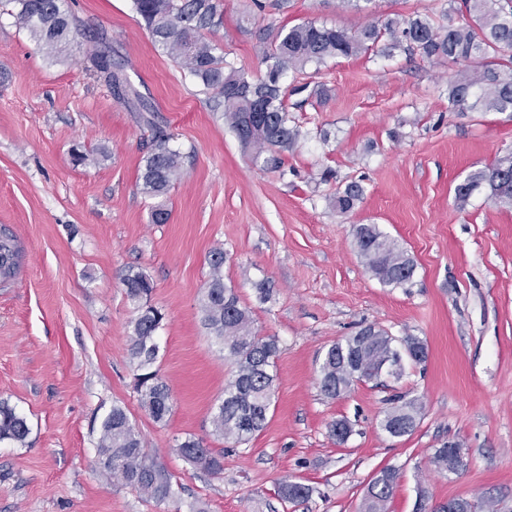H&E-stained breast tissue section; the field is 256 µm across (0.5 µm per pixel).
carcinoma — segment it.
<instances>
[{
  "mask_svg": "<svg viewBox=\"0 0 512 512\" xmlns=\"http://www.w3.org/2000/svg\"><path fill=\"white\" fill-rule=\"evenodd\" d=\"M136 13L155 44L174 62L186 69L203 90L220 99L224 121L235 132L254 160L278 168L282 155L295 149L302 131L290 117V109H300L323 88L311 78L331 59L351 56L391 57L396 52L417 53L438 63L448 61L463 66L448 88V110L472 112H512V0H448V8L435 18L387 17L354 31L320 25L314 21L280 26L260 34L259 47L266 64L265 77L253 79L234 68L218 54V46L205 39L202 31L223 24L222 0H133ZM15 25L26 31L36 46L50 58L60 59L82 39L87 61L100 78L118 95L125 106L146 112L141 95L129 80L123 60L112 57L107 37L87 33L74 24L66 0H13ZM453 12L466 15L461 25L443 24ZM295 83L291 92L304 95L288 103L287 77ZM154 148L144 159L140 176L142 191L151 198L167 194L181 177L180 153L168 147V135L154 129ZM485 188L495 205L512 208V155L467 175L455 187V199L467 204L476 191ZM363 186L354 181L336 193L335 207L341 214L352 212L362 200ZM355 247L367 269L382 284L402 286L413 277V260L376 224H359L354 232ZM17 237L9 232L0 236V267L4 280L21 261ZM208 286L201 300V312L209 333L224 346L234 360L233 379L224 386V398L212 415L214 432L235 446L248 443L266 423L275 393L274 372L280 352L273 337H260L251 328L250 314L239 303L234 290L224 283V251L215 250L209 259ZM127 298L136 304L128 354L135 371V389L141 407L157 423L167 420L172 410L170 388L160 374L157 359V331L163 314L144 304L151 297L153 282L140 271L123 279ZM385 330L374 325L331 345L320 366V390L335 399L356 382H367L382 375L381 363L390 357L397 365L407 358L421 363L427 347L414 336L399 340L401 347ZM423 413L417 398L401 396L384 411L382 429L391 437L411 435ZM30 428L26 417L0 399V443H24ZM176 451L188 463L218 475L224 455L188 435L177 441ZM99 462L123 483L157 503L178 499L168 471L144 451L141 434L126 410L114 405L101 421L97 442ZM398 472L386 468L370 484L364 512H383L391 498ZM314 488L286 482L279 486V497L302 503L312 497Z\"/></svg>",
  "mask_w": 512,
  "mask_h": 512,
  "instance_id": "cac0c4a2",
  "label": "carcinoma"
}]
</instances>
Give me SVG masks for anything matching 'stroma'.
<instances>
[{
	"instance_id": "35a3bbf8",
	"label": "stroma",
	"mask_w": 512,
	"mask_h": 512,
	"mask_svg": "<svg viewBox=\"0 0 512 512\" xmlns=\"http://www.w3.org/2000/svg\"><path fill=\"white\" fill-rule=\"evenodd\" d=\"M442 2L373 0L359 13L338 0H288L248 21V0H224V24L209 38L258 78L266 66L257 34L267 24L353 30ZM67 5L81 29L107 32L181 153L182 175L163 199L167 222L153 223L155 201L140 181L151 127L79 49L47 58L0 0V226L25 251L18 278L0 287V399L30 426L25 443H0V512H362L385 467L399 472L385 512H413L421 485L436 502L466 496L512 512V209L483 193L465 209L454 203L471 171L512 152V112L449 111L452 63L341 57L322 68L328 94L296 113L303 137L273 169L252 160L222 105L155 45L133 0ZM75 149L85 164L73 163ZM350 181L364 198L343 215L332 199ZM359 224L379 225L413 259L408 283L387 286L367 270L353 243ZM216 249L254 331L280 347L275 404L239 447L211 423L234 370L200 310ZM131 268L149 276L150 303L164 315L158 365L173 410L163 423L134 389L136 312L122 284ZM262 281L274 289L267 303L255 289ZM369 324L419 337L427 359L326 398V351ZM404 394L421 399L424 414L413 434L393 438L380 421ZM115 404L181 487L179 503H155L100 467L99 423ZM340 419L352 428L342 442L329 434ZM188 435L223 454L221 474L176 453ZM445 445L464 449V471L432 464ZM284 481L311 485V499L282 502Z\"/></svg>"
}]
</instances>
